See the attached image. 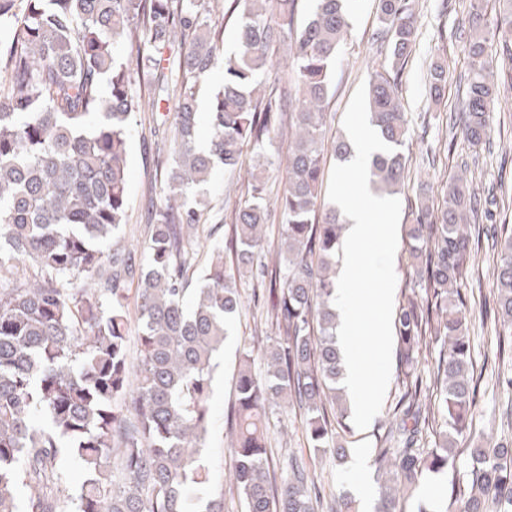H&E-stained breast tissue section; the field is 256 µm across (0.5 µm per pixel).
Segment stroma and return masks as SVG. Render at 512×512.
<instances>
[{
  "label": "stroma",
  "mask_w": 512,
  "mask_h": 512,
  "mask_svg": "<svg viewBox=\"0 0 512 512\" xmlns=\"http://www.w3.org/2000/svg\"><path fill=\"white\" fill-rule=\"evenodd\" d=\"M418 18V38L412 45L401 73L399 98L407 122L406 174L404 189L395 196L398 224L410 223L412 210L420 197L431 201L441 198V188L468 163V175L479 186L491 221L485 222L486 240L481 241L476 255L480 279L461 282L460 292L472 310L470 337L474 372L478 378L473 424L477 431L494 439L512 441V426L501 423V412L512 404V392L499 387L493 375L497 355L495 332V297L492 290L493 268L497 251L489 241L490 234L500 224H512V150L501 151L484 146L474 147L462 134H449V118L458 116L461 85L469 70L464 47L469 27L470 0H411ZM350 28L336 61L326 100V112L332 131H349L366 121V90L373 69L390 65V43L380 37L377 19V0H357L350 14ZM448 66V83L440 105H432L427 97V85L433 62ZM168 135L166 127L157 125L151 113H135L131 124L128 168V221L119 236L122 243L143 245L147 233V212L151 201L160 200V168L158 149ZM242 176L217 173L205 187V195L216 224L202 225L209 246L223 245L231 234L230 219L241 192ZM375 277L364 284L365 293H373L385 277H392L394 305H402L411 295L407 273V252L398 249L391 268L381 263L378 240H370L363 255ZM242 308L231 325L223 349L217 355L218 368L214 374L213 392L209 401L211 425L206 446L200 456L212 474L208 497L223 496L224 512H241L242 504L230 491L225 476L232 467L233 457L225 436V414L235 399L233 375L240 350L252 347L264 349L273 335L265 322L261 305L255 304L253 291L246 280H238ZM370 371L384 373L388 387L381 396L374 423L369 430L359 431L348 425L346 437L349 448L365 447L369 456H376L382 444L381 426L398 400L401 390L398 379L402 363L397 352L396 336L387 339L385 358L369 357ZM271 442H282L273 460L281 467L287 457L305 459L322 492H333L339 498H354L357 485H375L374 465L355 470L350 461L339 462L328 453L314 450L307 440L299 413L274 409L269 415Z\"/></svg>",
  "instance_id": "obj_1"
}]
</instances>
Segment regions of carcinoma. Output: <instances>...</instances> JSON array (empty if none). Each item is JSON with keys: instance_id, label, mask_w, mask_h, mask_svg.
<instances>
[{"instance_id": "cac0c4a2", "label": "carcinoma", "mask_w": 512, "mask_h": 512, "mask_svg": "<svg viewBox=\"0 0 512 512\" xmlns=\"http://www.w3.org/2000/svg\"><path fill=\"white\" fill-rule=\"evenodd\" d=\"M226 0H0V512H199L211 475L199 463L209 431L216 352L241 305L238 274L268 286L267 314L278 335L262 353H240L235 400L226 414L235 464L230 481L245 512H320L310 469L294 460L281 481L270 471L267 419L297 409L313 447L342 460L346 408L336 345V266L344 223L335 207L318 214L326 146L343 157L347 141L328 137L325 113L336 52L349 29L342 0H316L295 24L296 0H231L238 46L224 58L223 89L211 99V137L197 141L201 86L223 53ZM481 22L479 2L465 49L470 59L462 129L473 146L490 142L495 94L490 77L512 61V0H498ZM391 41L390 69L374 70L369 118L385 148L370 182L395 194L406 167L400 74L417 37L409 0H378ZM283 51L295 91L271 74ZM444 64L430 73L439 103ZM170 146L159 151L164 200L148 214L145 259L117 241L127 223L129 119L162 112ZM288 130V179L277 197L278 262L269 265L262 228L270 210L271 152ZM247 184L233 210L232 234L211 251L199 286L194 231L208 212L200 188L218 171L242 169ZM474 187L448 181L442 203L420 200L406 225L411 282L424 302L395 312L399 355L411 366L441 343L430 384L417 371L402 395L376 457V512H396L398 497L425 474L453 467L472 440L466 486L434 499L449 512H512V443L473 440L475 403L470 310L458 285L473 267L467 227L477 217ZM496 304L512 342V226L500 225ZM138 282V355L129 361L128 285ZM193 292L191 306L184 297ZM433 421L432 439L422 424ZM88 477L71 493L61 457ZM27 490L25 498L20 491Z\"/></svg>"}]
</instances>
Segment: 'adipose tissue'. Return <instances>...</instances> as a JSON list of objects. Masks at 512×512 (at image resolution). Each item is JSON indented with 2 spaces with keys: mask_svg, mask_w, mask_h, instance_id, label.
<instances>
[{
  "mask_svg": "<svg viewBox=\"0 0 512 512\" xmlns=\"http://www.w3.org/2000/svg\"><path fill=\"white\" fill-rule=\"evenodd\" d=\"M350 157L339 179L348 173H356V193L336 198V207L345 222L342 237L341 261L336 288L338 322L336 335L344 360V384L354 398L352 415L359 429H366L374 416L376 403L384 392L387 379L382 375L367 374L363 368L364 353L353 336L356 327L364 322L366 309H374L376 316L371 328L372 335L385 338L389 334V307L393 300L392 289L377 292L374 298H365L359 285L370 279L372 272L363 265L361 254L372 229L373 219H381L382 257L385 264H392L399 247L396 209L391 199L374 193L367 175L368 164L377 150L370 127L356 126L350 136Z\"/></svg>",
  "mask_w": 512,
  "mask_h": 512,
  "instance_id": "adipose-tissue-1",
  "label": "adipose tissue"
}]
</instances>
